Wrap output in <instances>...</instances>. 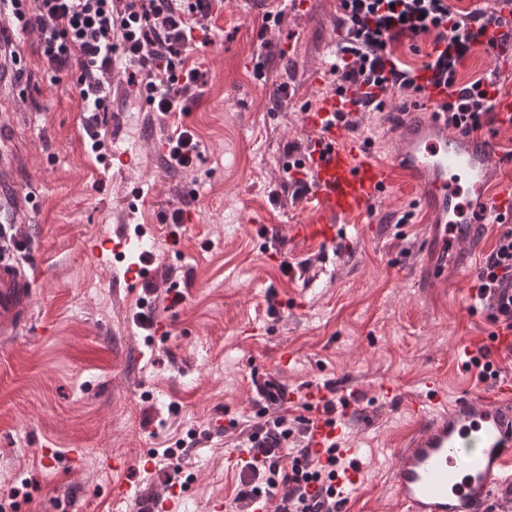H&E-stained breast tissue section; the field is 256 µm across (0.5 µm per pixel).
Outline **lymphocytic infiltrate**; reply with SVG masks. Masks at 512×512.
<instances>
[{"mask_svg":"<svg viewBox=\"0 0 512 512\" xmlns=\"http://www.w3.org/2000/svg\"><path fill=\"white\" fill-rule=\"evenodd\" d=\"M212 0H0V20L14 34L36 38L47 73L77 71L83 109H110L112 71L117 60L143 76L156 112L183 111L196 69L186 63L196 31H207ZM335 61L330 71L338 95L355 99L356 112L336 118L358 129L359 114L383 110L387 97L410 100L421 94L415 71L395 54L401 45L419 52L429 43L425 69H437L447 86H460V100L444 104L449 122L472 133L493 123L496 72L459 83L458 69L481 43L506 50L512 44V17L481 8L462 13L448 0H339ZM475 302L493 320L512 329V227L502 230L476 276ZM258 392L276 414L242 440L251 458L237 501L249 512L253 500L274 498L275 512H341L345 501L333 486L336 446L312 455L305 443L306 419L290 416L287 392L274 380Z\"/></svg>","mask_w":512,"mask_h":512,"instance_id":"lymphocytic-infiltrate-1","label":"lymphocytic infiltrate"}]
</instances>
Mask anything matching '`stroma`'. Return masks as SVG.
<instances>
[{
  "label": "stroma",
  "mask_w": 512,
  "mask_h": 512,
  "mask_svg": "<svg viewBox=\"0 0 512 512\" xmlns=\"http://www.w3.org/2000/svg\"><path fill=\"white\" fill-rule=\"evenodd\" d=\"M223 2L221 35L190 53L198 81L188 111L159 117L142 85L115 74L96 151L74 77L50 80L33 38L20 45L27 92L0 123L23 157L17 188L37 193L22 254L35 301L23 335L0 348V512H142L165 489L162 450L188 440L184 512H208L215 497L235 512L240 465L230 456L260 421V378L298 395L330 384L350 398L344 443L359 448L366 472L346 491L345 512H405L388 479L412 429V400L431 380L451 397L489 388L477 370H459L454 348L495 329L472 293L499 226L480 225L470 246L438 253L427 246L430 215L408 188L343 224L334 248L294 241L290 228L311 200L284 190L285 167L313 140L303 110L332 85L338 2L286 5L267 32L251 0ZM283 84L289 95L276 99ZM397 107L392 99L359 117L357 137L382 158L395 145ZM181 127L201 143L185 171L158 150ZM119 150L131 163H115ZM180 206L182 228L155 223ZM104 231L130 238L133 251L106 262L86 253L85 240ZM304 260L306 273L280 269ZM133 262L157 288L184 295L174 309L155 305L163 334L137 322L142 288L123 277ZM285 349L295 360L284 367ZM388 382L401 392L391 403ZM45 447L53 465L42 461ZM107 455L125 469L105 471ZM116 481L131 487L119 507Z\"/></svg>",
  "instance_id": "1"
}]
</instances>
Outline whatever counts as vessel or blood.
Listing matches in <instances>:
<instances>
[{"label": "vessel or blood", "mask_w": 512, "mask_h": 512, "mask_svg": "<svg viewBox=\"0 0 512 512\" xmlns=\"http://www.w3.org/2000/svg\"><path fill=\"white\" fill-rule=\"evenodd\" d=\"M420 108L398 113L400 138L393 153L379 158L373 149L353 141L336 115L352 105L328 92L302 115L316 133L305 158L313 180L314 205L303 223L293 225L295 239L328 248L342 221L372 213L397 192L393 173H410L425 207L434 215L433 242L440 250L469 243L478 224L494 213L512 222V199L491 195L487 174L498 159L495 145L466 135L448 123L442 106L453 91L433 71H421ZM32 197L13 186V168L0 161V222L21 226L31 216ZM127 238L96 237L84 247L96 259L123 257ZM33 280L21 258V239L0 245V342L14 339L34 300ZM329 392L312 386L303 394L315 416L310 424L312 447L342 442L344 428L326 423L320 411ZM421 423L391 470V487L408 512H495L502 485L512 483V383L492 388L489 395L464 394L446 400L431 386L426 404H414Z\"/></svg>", "instance_id": "b4317fda"}]
</instances>
